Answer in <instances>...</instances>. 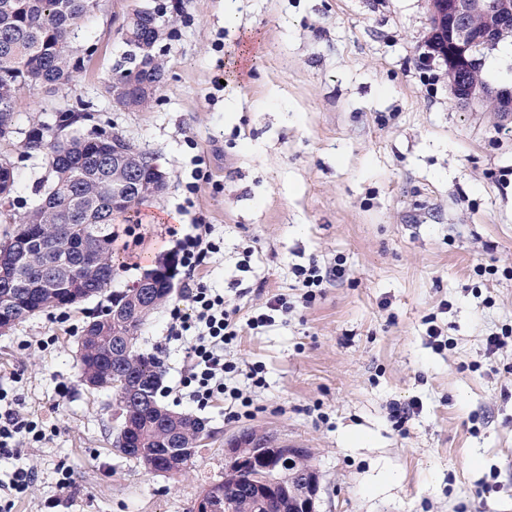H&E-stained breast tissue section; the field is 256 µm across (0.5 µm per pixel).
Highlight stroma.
<instances>
[{
    "instance_id": "35a3bbf8",
    "label": "stroma",
    "mask_w": 512,
    "mask_h": 512,
    "mask_svg": "<svg viewBox=\"0 0 512 512\" xmlns=\"http://www.w3.org/2000/svg\"><path fill=\"white\" fill-rule=\"evenodd\" d=\"M137 6L170 22L166 81L144 112L109 93ZM426 28L424 0H98L78 35L77 81L27 89L15 119L25 129L78 110L83 128L122 135L167 172L160 198L114 219L113 292L168 264L170 228L198 221L223 241L204 278L240 320L279 295L291 308L224 351L254 415L231 418L221 401L198 410L173 396L189 346L168 332L172 307L189 306L176 272L138 333L163 366L158 401L211 431L175 475L117 453L115 399L79 381L83 329L107 296L0 334V389L46 434L0 457L1 481L18 465L36 472L13 512L50 501L54 512H192L224 477L225 441L245 430L307 448L317 512H512V337L485 351L512 326V122L457 105L443 68L421 57ZM6 153L20 214L45 162L17 143ZM337 260L345 277L303 306L295 267ZM479 264L496 275L475 274ZM255 364L260 388L244 375ZM409 403L396 426L393 406Z\"/></svg>"
}]
</instances>
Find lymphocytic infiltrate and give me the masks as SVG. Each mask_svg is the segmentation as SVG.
Returning <instances> with one entry per match:
<instances>
[{
    "label": "lymphocytic infiltrate",
    "mask_w": 512,
    "mask_h": 512,
    "mask_svg": "<svg viewBox=\"0 0 512 512\" xmlns=\"http://www.w3.org/2000/svg\"><path fill=\"white\" fill-rule=\"evenodd\" d=\"M173 257L185 274L194 278L188 290L189 309L173 308L169 326L170 335L194 336L188 351V368L181 377L178 391L197 407L205 408L227 398L231 401V416L251 417L254 402L227 381L237 375L236 364L225 361L224 348L232 344L240 333L237 308L227 307L223 295L209 288L198 278L209 255L219 252L220 243L212 235L208 224H194L184 231L172 230Z\"/></svg>",
    "instance_id": "obj_1"
}]
</instances>
